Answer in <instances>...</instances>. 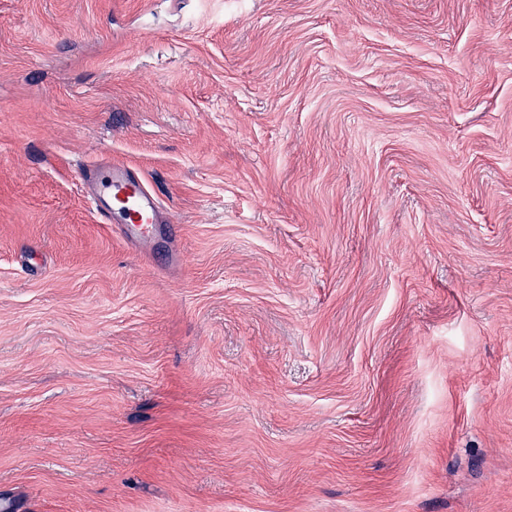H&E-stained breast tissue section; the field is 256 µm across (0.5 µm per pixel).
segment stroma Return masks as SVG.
I'll use <instances>...</instances> for the list:
<instances>
[{"mask_svg": "<svg viewBox=\"0 0 512 512\" xmlns=\"http://www.w3.org/2000/svg\"><path fill=\"white\" fill-rule=\"evenodd\" d=\"M0 512H512V0H0ZM109 166L91 175L93 192L87 193L101 223L111 224L112 213L117 212L128 231L147 232L148 226L157 224L156 200L131 168L114 162Z\"/></svg>", "mask_w": 512, "mask_h": 512, "instance_id": "obj_1", "label": "stroma"}]
</instances>
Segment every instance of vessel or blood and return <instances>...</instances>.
<instances>
[{"instance_id":"vessel-or-blood-1","label":"vessel or blood","mask_w":512,"mask_h":512,"mask_svg":"<svg viewBox=\"0 0 512 512\" xmlns=\"http://www.w3.org/2000/svg\"><path fill=\"white\" fill-rule=\"evenodd\" d=\"M93 190L88 198L101 223L112 221L113 214H121L131 231L147 232L156 224L158 206L147 191L142 179L128 166L114 163L94 172Z\"/></svg>"}]
</instances>
